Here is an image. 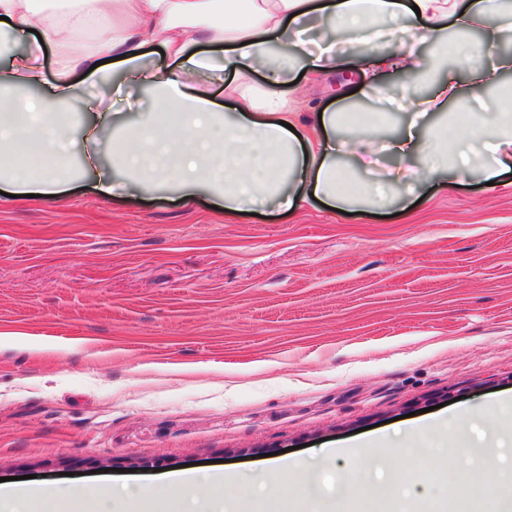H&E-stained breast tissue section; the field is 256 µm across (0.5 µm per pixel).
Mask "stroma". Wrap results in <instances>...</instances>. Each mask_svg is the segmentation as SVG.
Wrapping results in <instances>:
<instances>
[{
	"instance_id": "1",
	"label": "stroma",
	"mask_w": 512,
	"mask_h": 512,
	"mask_svg": "<svg viewBox=\"0 0 512 512\" xmlns=\"http://www.w3.org/2000/svg\"><path fill=\"white\" fill-rule=\"evenodd\" d=\"M415 78L367 86L346 67L295 104L377 105ZM486 185L454 173L387 213L335 214L318 201L231 216L168 189L0 205V477L90 484L97 471L218 467L254 474L289 448L324 492L383 485L369 512H452L480 469L478 433L497 418L512 445V174ZM205 363L203 374L169 365ZM465 408L461 441L409 439ZM402 445L354 468L321 447ZM449 473L446 491L431 484Z\"/></svg>"
}]
</instances>
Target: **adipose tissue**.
<instances>
[{
  "label": "adipose tissue",
  "instance_id": "ef3b65f1",
  "mask_svg": "<svg viewBox=\"0 0 512 512\" xmlns=\"http://www.w3.org/2000/svg\"><path fill=\"white\" fill-rule=\"evenodd\" d=\"M36 0H0V191L58 198L77 178H88L97 195L114 196L129 185H174L185 201L208 195L228 213L267 203L292 209L310 199L331 212L361 205L392 206L402 189L428 186L448 171L477 172L485 181L512 171V55L492 66L501 19L512 0H69L43 14ZM414 17L413 37L446 43L448 28L479 27L483 43H462V75L432 70L412 52L386 51L397 22ZM35 29L39 41L14 52L11 37ZM347 33L359 53L353 65L378 78L414 72L432 91L418 97L417 110L397 133L389 115L343 108L308 116L288 102L296 73L341 67L332 49ZM163 49L165 63L145 69L149 41ZM209 45L202 54L201 45ZM53 53L50 97L36 96L45 82V55ZM111 65H103V57ZM124 82L147 84L154 109L129 117L98 97L85 115L74 112L80 81L101 89L112 84V68ZM266 82L258 86L255 75ZM220 83L232 103L224 113L204 91ZM491 89L477 112L463 111L467 86ZM393 158L382 177L369 179L379 154ZM81 156V174L71 173ZM296 476L284 484L283 476ZM265 507L253 512H288L293 499L313 496L306 461L282 459L267 473ZM244 476L188 470L176 475L133 477L114 487H64L53 479L0 484V503H37V512H229L241 505Z\"/></svg>",
  "mask_w": 512,
  "mask_h": 512
}]
</instances>
